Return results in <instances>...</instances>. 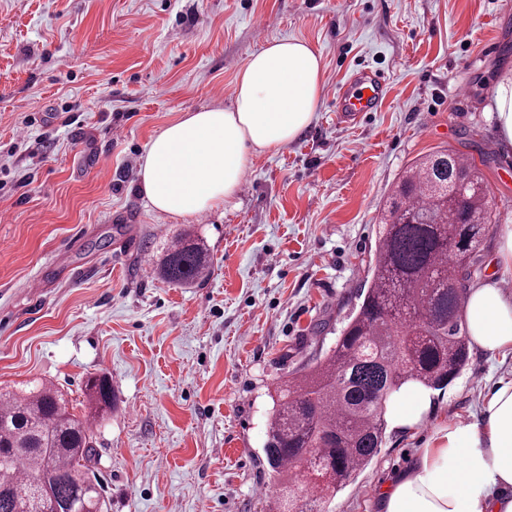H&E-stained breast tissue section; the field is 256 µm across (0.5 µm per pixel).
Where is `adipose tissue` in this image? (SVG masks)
Instances as JSON below:
<instances>
[{
  "mask_svg": "<svg viewBox=\"0 0 512 512\" xmlns=\"http://www.w3.org/2000/svg\"><path fill=\"white\" fill-rule=\"evenodd\" d=\"M322 89L318 52L299 39L269 42L240 71L231 106L185 113L151 141L142 196L177 217L224 205L250 157L288 145L310 126ZM466 322L479 352H512V299L498 281L469 287ZM431 407L429 389L406 384L389 396L384 417L409 430ZM377 497L381 512H512V379L494 385L475 421L437 427L414 464Z\"/></svg>",
  "mask_w": 512,
  "mask_h": 512,
  "instance_id": "obj_1",
  "label": "adipose tissue"
}]
</instances>
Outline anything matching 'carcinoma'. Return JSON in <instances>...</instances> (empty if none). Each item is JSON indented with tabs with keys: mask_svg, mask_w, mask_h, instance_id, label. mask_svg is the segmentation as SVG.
<instances>
[{
	"mask_svg": "<svg viewBox=\"0 0 512 512\" xmlns=\"http://www.w3.org/2000/svg\"><path fill=\"white\" fill-rule=\"evenodd\" d=\"M356 313L333 348L288 376L267 421L264 448L278 475L277 512H326L328 501L383 444V404L403 384L443 390L469 359L466 283L491 223L474 161L438 150L405 171L390 195ZM161 276L191 285L209 274L206 249L185 233ZM90 409L112 410V383L91 376ZM52 383L0 390V512H102L90 423ZM27 472H22V466Z\"/></svg>",
	"mask_w": 512,
	"mask_h": 512,
	"instance_id": "obj_1",
	"label": "carcinoma"
}]
</instances>
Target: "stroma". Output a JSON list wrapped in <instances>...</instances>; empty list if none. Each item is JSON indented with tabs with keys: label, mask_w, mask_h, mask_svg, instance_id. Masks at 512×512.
I'll return each instance as SVG.
<instances>
[{
	"label": "stroma",
	"mask_w": 512,
	"mask_h": 512,
	"mask_svg": "<svg viewBox=\"0 0 512 512\" xmlns=\"http://www.w3.org/2000/svg\"><path fill=\"white\" fill-rule=\"evenodd\" d=\"M284 38L322 58L309 128L252 158L232 203L151 210L137 183L152 138L230 105L248 57ZM368 70L389 79L385 105L338 121L337 86ZM508 79L512 0H0V387L41 378L81 414L86 379L111 381L117 405L93 423L104 512H275L260 492L274 388L358 309L404 169L441 149L475 159L492 217L480 267L512 225V149L491 117ZM185 231L211 268L174 286L159 268ZM501 377L511 354L470 351L328 512H376L379 486Z\"/></svg>",
	"instance_id": "obj_1"
}]
</instances>
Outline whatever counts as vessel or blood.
Masks as SVG:
<instances>
[{
    "mask_svg": "<svg viewBox=\"0 0 512 512\" xmlns=\"http://www.w3.org/2000/svg\"><path fill=\"white\" fill-rule=\"evenodd\" d=\"M385 73H359L341 84L336 91V110L340 120L358 121L362 113L380 111L388 94Z\"/></svg>",
    "mask_w": 512,
    "mask_h": 512,
    "instance_id": "b4317fda",
    "label": "vessel or blood"
}]
</instances>
